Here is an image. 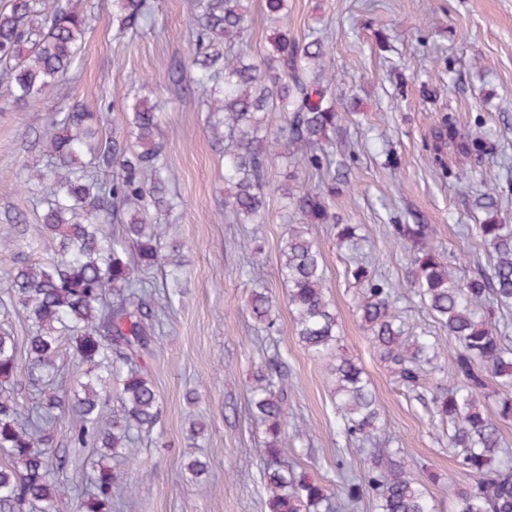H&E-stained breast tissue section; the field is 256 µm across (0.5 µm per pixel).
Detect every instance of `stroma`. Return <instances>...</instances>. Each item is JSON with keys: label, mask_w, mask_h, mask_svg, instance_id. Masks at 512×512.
Masks as SVG:
<instances>
[{"label": "stroma", "mask_w": 512, "mask_h": 512, "mask_svg": "<svg viewBox=\"0 0 512 512\" xmlns=\"http://www.w3.org/2000/svg\"><path fill=\"white\" fill-rule=\"evenodd\" d=\"M61 1L92 18L82 57L68 76V96L51 93L18 106L0 74V239L13 243L12 251L0 253V283L16 261L54 254L34 207L50 184L27 181L30 169L45 163L47 133L79 102L105 112V138L125 141L120 107L147 86L151 101L163 106L162 162L173 175L168 192L178 201L155 217L182 244L186 275L173 283L158 265L146 278L151 306L162 318L148 362L161 417L131 448L134 490L122 512H267L259 479L265 433L249 413L247 388L257 368L271 361L287 371L288 406L296 423L309 429L304 441L286 449L288 462L305 468L338 500L342 467L360 473L367 467V455L339 432L326 364L300 343L278 272L282 240L299 221L277 190L291 172L297 190L320 187L337 217L333 225H312L310 235L323 255L342 344L370 381L391 447L404 449L438 512H448L454 491L472 478L449 453L445 424L399 383L369 342L356 309L362 286L350 269L356 256L366 257L371 275L400 285L402 319L440 336L443 327L403 286L410 261L395 243L393 225H432L434 244L456 277L487 264L488 253L472 245L486 221L475 204L483 184L499 185L504 203L498 216L512 222V0H289V38L302 44L318 30L331 48L333 92L346 118L325 150L347 180L329 173L317 179L304 161L290 166L271 159L259 224L224 216V157L187 70L193 42L185 0H155L151 22L124 34L112 26V0H48L53 6ZM247 6L243 49L259 60L275 25L265 0ZM448 113L460 129L489 143L480 157L447 153L451 168L467 171L463 182L442 177L427 150ZM340 223L358 225L357 250L340 244ZM246 236L262 247L257 263L236 246ZM262 288L277 302V330L270 336L249 313L252 291ZM190 392L197 402L187 400ZM195 422L206 426L196 444L189 437ZM68 429V419L56 422L47 453L55 478L77 497L98 455L90 446L70 447ZM192 455L208 462V473L198 479L185 469Z\"/></svg>", "instance_id": "35a3bbf8"}]
</instances>
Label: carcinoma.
<instances>
[{
  "instance_id": "obj_1",
  "label": "carcinoma",
  "mask_w": 512,
  "mask_h": 512,
  "mask_svg": "<svg viewBox=\"0 0 512 512\" xmlns=\"http://www.w3.org/2000/svg\"><path fill=\"white\" fill-rule=\"evenodd\" d=\"M270 19L287 20L288 0H266ZM193 23L195 50L190 59L196 89L210 112V132L224 149L225 214L240 224L264 217L270 157L288 160L302 153L319 172L331 166L323 152L327 134L342 120L332 93L323 37L310 35L305 44L277 31L267 48L266 68L247 55L227 56L243 40L245 0H186ZM151 0H112V26L123 32L147 19ZM90 29L89 18L60 5L45 15L44 0H6L0 7V70L12 83L15 104L65 92L66 74L77 64ZM128 144L99 136L102 116L76 104L61 127L45 140L46 169L33 170L27 183L53 178L51 191L37 201L47 237L57 242L55 257L21 263L0 288L19 305L27 322L28 380L43 385L30 413L14 396L22 372L15 337L0 328V512H112L114 497L130 489L128 466L109 464L123 455L136 433L150 432L159 420L160 403L147 370L139 360L152 354L155 324L148 322L143 276L160 255L163 229L148 224L151 205L171 201L158 197L167 177L160 164L158 139L162 107L138 94L126 99ZM439 141L458 142L465 154L480 156L485 141L463 134L453 116L441 120ZM89 153L102 166L121 160L123 174L104 181L80 161ZM285 207L301 215L290 225L280 248V276L288 288V308L296 334L314 357L331 358L329 375L345 436L372 440L381 431L376 397L355 358L340 347L336 313L327 296L320 249L310 236L312 224H330L334 216L325 195L315 189L297 193L279 186ZM123 224L122 240L109 235L102 213ZM475 247L487 250V266L466 280L448 271L436 254L434 229L428 224H395L396 244L411 254L408 285L435 322L454 342L443 348L440 337L408 326L400 319L393 287L369 276L361 264L351 269L365 285L357 303L361 325L379 358L395 367L400 382L431 405L448 423V448L473 483L456 491L453 512H512V450L503 446L500 424L512 420V345L508 322L498 313H512V224L478 225ZM132 244L130 253L126 244ZM180 245L171 243L164 257L180 273ZM252 318L265 330L276 324L275 301L264 290L251 294ZM74 350L84 381L67 396L59 394L56 359L63 345ZM448 363L456 384L429 390L425 367ZM288 375L276 363L258 370L251 382L250 406L265 428L260 479L268 494V512H327L325 486L304 470L281 462L288 438L306 431H288ZM120 413L109 409L112 398ZM494 402V411L480 409V400ZM73 421L68 442L73 448L93 444L100 449L97 467L83 497L71 504L68 488L56 481L42 445L58 416ZM404 449L371 450L370 465L360 478L346 480L344 491L353 509L365 496L376 512H436L427 489L407 470Z\"/></svg>"
}]
</instances>
